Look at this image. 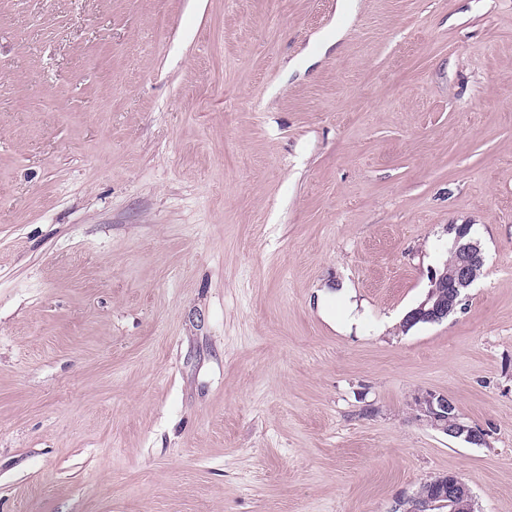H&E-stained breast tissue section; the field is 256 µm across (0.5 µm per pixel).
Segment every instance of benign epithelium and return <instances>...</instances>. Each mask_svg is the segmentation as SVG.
Masks as SVG:
<instances>
[{
	"label": "benign epithelium",
	"mask_w": 512,
	"mask_h": 512,
	"mask_svg": "<svg viewBox=\"0 0 512 512\" xmlns=\"http://www.w3.org/2000/svg\"><path fill=\"white\" fill-rule=\"evenodd\" d=\"M485 256L478 243L468 238L465 224L456 226L453 268L432 272L430 288L425 299L411 309L403 319L410 327L414 324L440 323L453 313L461 302V291L469 288L477 277V269L484 265ZM422 416L434 429L453 438L477 444L481 440L478 429L467 425L455 411L454 403L443 394L428 392L417 399ZM424 484L437 490L457 512H471L473 496L460 477L448 473L435 475Z\"/></svg>",
	"instance_id": "1"
}]
</instances>
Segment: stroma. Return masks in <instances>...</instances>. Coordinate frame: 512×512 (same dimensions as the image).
Returning a JSON list of instances; mask_svg holds the SVG:
<instances>
[{
    "mask_svg": "<svg viewBox=\"0 0 512 512\" xmlns=\"http://www.w3.org/2000/svg\"><path fill=\"white\" fill-rule=\"evenodd\" d=\"M351 2L0 0V512H512V0ZM455 227L454 261L452 251L443 268L432 272L430 288L425 299L411 309L403 319L406 328L417 323L434 324L447 319L461 302V290L469 288L474 283L477 269L484 265L485 256L480 246L467 237V224ZM451 268V279L448 280ZM417 405L424 419L434 429L448 437L462 438L471 444L480 442L479 430L462 420L461 415L455 411L454 403L447 395L428 392L417 399ZM423 484L437 490L441 494L440 497L447 498L448 504L453 506L452 512L455 510L472 511L473 496L471 491L457 475L452 473L435 475L421 485Z\"/></svg>",
    "mask_w": 512,
    "mask_h": 512,
    "instance_id": "1",
    "label": "stroma"
}]
</instances>
